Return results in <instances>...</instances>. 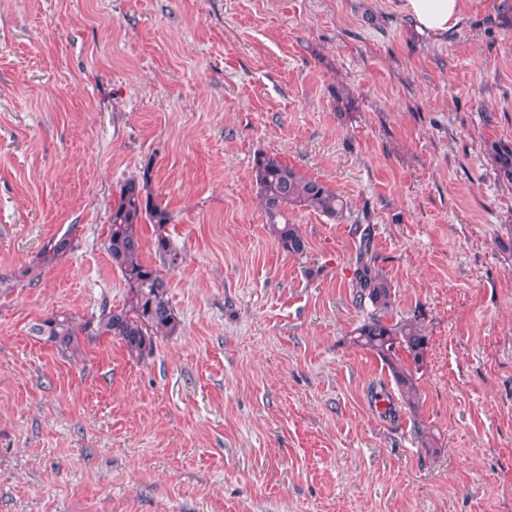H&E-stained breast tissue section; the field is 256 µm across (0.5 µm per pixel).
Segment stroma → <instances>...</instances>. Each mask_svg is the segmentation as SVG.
<instances>
[{
    "label": "stroma",
    "mask_w": 512,
    "mask_h": 512,
    "mask_svg": "<svg viewBox=\"0 0 512 512\" xmlns=\"http://www.w3.org/2000/svg\"><path fill=\"white\" fill-rule=\"evenodd\" d=\"M500 145L512 0L444 34L401 0H0V512H512ZM260 153L350 204L274 219L303 256ZM133 177L171 216L142 258L181 330L140 360L111 336L61 354L34 323L126 298L104 242ZM364 226L393 318L430 338L413 408L351 342ZM272 233L282 250L292 256H302L306 242L296 224H270Z\"/></svg>",
    "instance_id": "obj_1"
}]
</instances>
